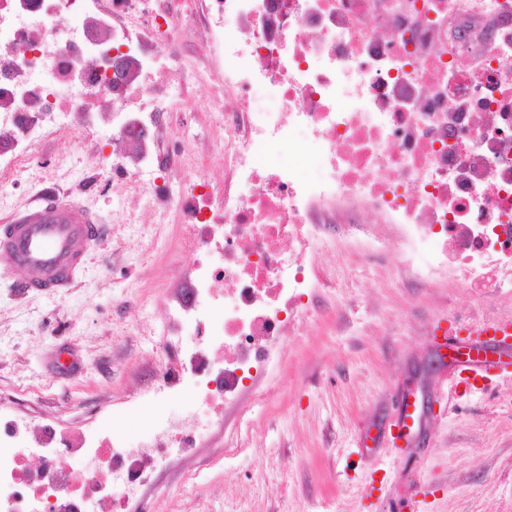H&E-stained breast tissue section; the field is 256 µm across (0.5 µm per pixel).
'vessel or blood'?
I'll use <instances>...</instances> for the list:
<instances>
[{
    "instance_id": "1",
    "label": "vessel or blood",
    "mask_w": 512,
    "mask_h": 512,
    "mask_svg": "<svg viewBox=\"0 0 512 512\" xmlns=\"http://www.w3.org/2000/svg\"><path fill=\"white\" fill-rule=\"evenodd\" d=\"M101 228L83 205L53 194L39 197L35 205L0 222V249L7 251L21 273L20 285L28 291L50 293L72 283L84 261L90 241ZM508 351L512 349V321L494 320L478 329L456 326L443 329L447 341H463L472 335ZM512 373V362L476 357L459 363L460 384L471 389L480 382Z\"/></svg>"
}]
</instances>
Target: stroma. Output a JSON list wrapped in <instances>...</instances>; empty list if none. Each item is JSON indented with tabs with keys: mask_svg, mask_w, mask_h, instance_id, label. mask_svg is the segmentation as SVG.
Segmentation results:
<instances>
[{
	"mask_svg": "<svg viewBox=\"0 0 512 512\" xmlns=\"http://www.w3.org/2000/svg\"><path fill=\"white\" fill-rule=\"evenodd\" d=\"M210 94L201 86L188 99L185 139L219 135L220 115L202 109ZM98 141L49 130L21 175L0 174V217L52 193L103 227L54 294L24 291L0 254V408L32 426L99 420L133 447L162 409L123 400L163 354L161 324L190 259L161 248L148 205L119 212L87 185ZM369 249L340 236L321 254L333 276L317 291L319 314L285 343L284 368L227 410L197 456L157 469L144 512H512V375L460 390L434 337L457 320H511L512 288L426 284L396 252ZM404 394L426 410L400 456L387 446Z\"/></svg>",
	"mask_w": 512,
	"mask_h": 512,
	"instance_id": "obj_1",
	"label": "stroma"
}]
</instances>
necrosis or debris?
Listing matches in <instances>:
<instances>
[{
  "mask_svg": "<svg viewBox=\"0 0 512 512\" xmlns=\"http://www.w3.org/2000/svg\"><path fill=\"white\" fill-rule=\"evenodd\" d=\"M116 48L135 65L117 84ZM201 81L222 133L172 157ZM50 122L148 148L97 170L191 256L148 392L192 408L135 455L117 430L0 415V512H127L196 456L314 316V255L337 235L374 240L377 219L422 282L512 283V0H0V170L21 174ZM204 152L222 190L196 175Z\"/></svg>",
  "mask_w": 512,
  "mask_h": 512,
  "instance_id": "necrosis-or-debris-1",
  "label": "necrosis or debris"
}]
</instances>
